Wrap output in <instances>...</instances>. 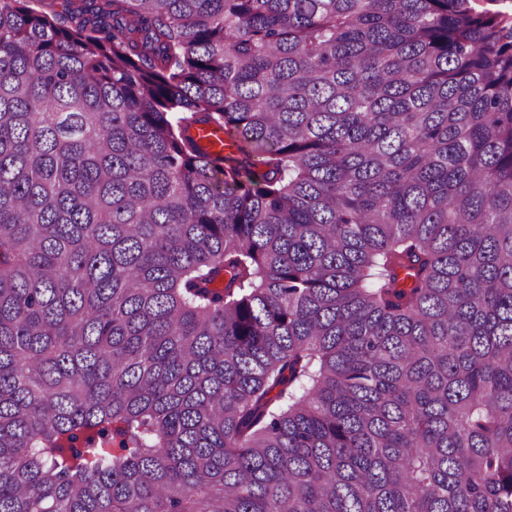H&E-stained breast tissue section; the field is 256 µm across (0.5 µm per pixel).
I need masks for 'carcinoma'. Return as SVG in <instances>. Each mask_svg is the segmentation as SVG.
<instances>
[{"mask_svg": "<svg viewBox=\"0 0 512 512\" xmlns=\"http://www.w3.org/2000/svg\"><path fill=\"white\" fill-rule=\"evenodd\" d=\"M41 2L0 0V512H512V18Z\"/></svg>", "mask_w": 512, "mask_h": 512, "instance_id": "cac0c4a2", "label": "carcinoma"}]
</instances>
